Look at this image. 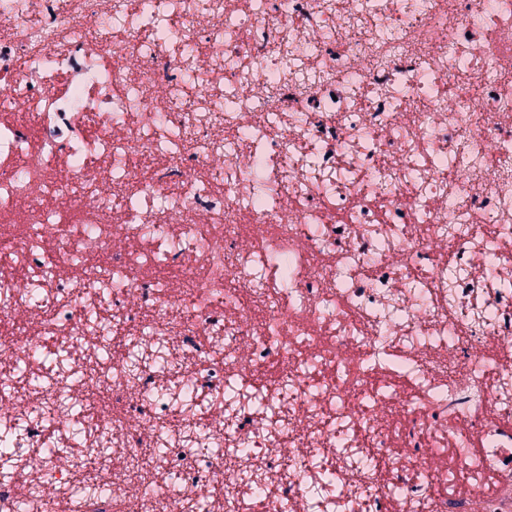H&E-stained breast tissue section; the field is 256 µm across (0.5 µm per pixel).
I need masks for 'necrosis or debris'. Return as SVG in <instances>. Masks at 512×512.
Masks as SVG:
<instances>
[{"instance_id": "necrosis-or-debris-1", "label": "necrosis or debris", "mask_w": 512, "mask_h": 512, "mask_svg": "<svg viewBox=\"0 0 512 512\" xmlns=\"http://www.w3.org/2000/svg\"><path fill=\"white\" fill-rule=\"evenodd\" d=\"M0 324V512H512V0H0Z\"/></svg>"}]
</instances>
